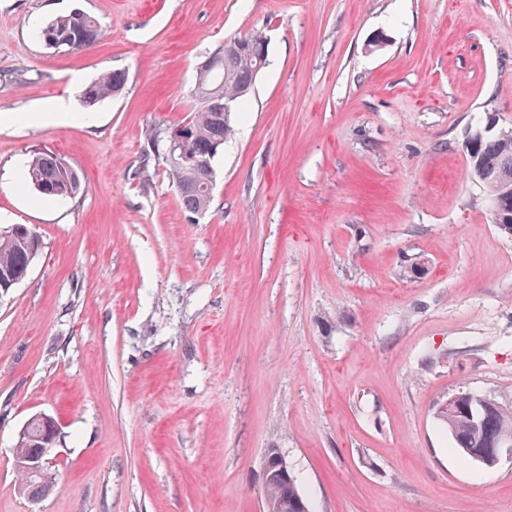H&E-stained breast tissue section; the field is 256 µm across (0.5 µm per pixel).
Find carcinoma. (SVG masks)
Instances as JSON below:
<instances>
[{
	"mask_svg": "<svg viewBox=\"0 0 512 512\" xmlns=\"http://www.w3.org/2000/svg\"><path fill=\"white\" fill-rule=\"evenodd\" d=\"M39 38L59 52L83 50L105 36L93 17L74 12L47 21L38 31ZM257 58L245 51H226L214 71L197 74L196 105L181 123L188 129V146L200 157L209 152L219 154L233 131L231 117L224 116V100H230L231 112H239L253 87L258 73ZM125 89L123 71L108 70L81 90L82 102L91 107ZM470 177L486 191L492 206L493 223L512 227V198L505 195L512 185V129L504 128L490 138L478 135L467 147ZM182 209L187 214L206 211L212 190L202 169L191 165L169 167ZM27 182L48 201L72 199L81 189L78 172L58 154L39 151L32 155L25 171ZM26 237L7 231L0 233V275L18 282L28 274L31 261ZM451 407L439 405L436 419L453 441L454 448L468 461L486 470L498 467L487 457L502 441L512 440V406L500 403L490 414H483L474 394L459 389L451 394ZM23 494L44 497L46 488L40 480L20 473ZM263 500L282 504L295 512L297 501L308 505L300 493L297 480L287 486L279 478L263 479Z\"/></svg>",
	"mask_w": 512,
	"mask_h": 512,
	"instance_id": "carcinoma-1",
	"label": "carcinoma"
}]
</instances>
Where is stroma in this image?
Listing matches in <instances>:
<instances>
[{
	"label": "stroma",
	"mask_w": 512,
	"mask_h": 512,
	"mask_svg": "<svg viewBox=\"0 0 512 512\" xmlns=\"http://www.w3.org/2000/svg\"><path fill=\"white\" fill-rule=\"evenodd\" d=\"M77 11L107 37L39 40ZM257 29L189 223L145 133ZM110 69L124 92L85 107ZM60 98L91 123L0 125V227L41 241L0 294V512H263L270 448L312 512H512V461H466L434 415L461 387L512 402V236L465 149L512 127V0H0V115ZM39 149L75 199L25 182ZM37 413L60 435L34 502L13 448ZM25 178L48 201L75 198L81 189L78 172L62 157L49 150L33 153L26 166Z\"/></svg>",
	"instance_id": "1"
}]
</instances>
